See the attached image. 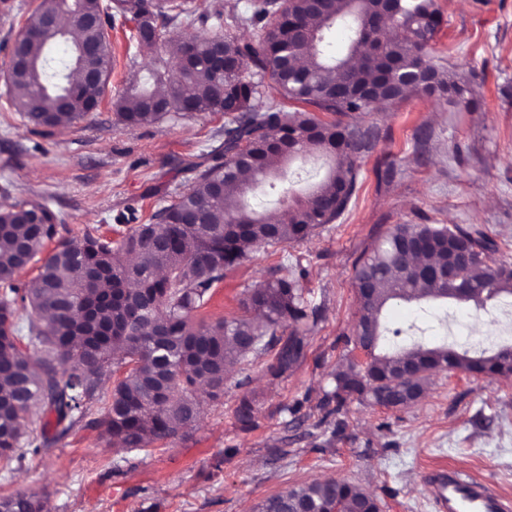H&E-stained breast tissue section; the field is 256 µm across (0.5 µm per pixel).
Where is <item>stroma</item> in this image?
Returning a JSON list of instances; mask_svg holds the SVG:
<instances>
[{
	"mask_svg": "<svg viewBox=\"0 0 512 512\" xmlns=\"http://www.w3.org/2000/svg\"><path fill=\"white\" fill-rule=\"evenodd\" d=\"M443 14L431 54L468 80L475 107L419 95L371 113L375 133L360 162L359 190L344 217L301 244L261 248L226 272L193 321L241 316L245 289L279 266L298 262L299 284L317 321L306 356L274 380L263 359L237 364L223 398L164 447L101 445L88 423L19 464L0 462V496L40 498L50 512H256L265 498L315 480L345 479L380 512H433L426 473L459 468L493 481L512 498V378L455 372L431 376L414 405L387 409L352 402L341 425L322 423L319 401L358 319L354 266L394 224H473L494 238L497 259L512 261V0H436ZM113 93L131 75L148 79L153 55L112 33ZM0 70V206L47 205L68 227L116 238L124 216H148L195 177L191 163L216 144L223 113L195 112L140 127L121 123L110 100L65 127L37 134L17 112ZM512 300L484 307L411 302L390 306L386 324L430 342L449 341L455 318L482 338ZM245 386H238V379ZM255 401V422L241 428L234 410Z\"/></svg>",
	"mask_w": 512,
	"mask_h": 512,
	"instance_id": "35a3bbf8",
	"label": "stroma"
}]
</instances>
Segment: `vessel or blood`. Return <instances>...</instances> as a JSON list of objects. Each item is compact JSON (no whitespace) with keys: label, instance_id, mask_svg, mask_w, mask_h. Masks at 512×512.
I'll return each instance as SVG.
<instances>
[{"label":"vessel or blood","instance_id":"1","mask_svg":"<svg viewBox=\"0 0 512 512\" xmlns=\"http://www.w3.org/2000/svg\"><path fill=\"white\" fill-rule=\"evenodd\" d=\"M435 512H512V499L496 487L457 469H443L429 478Z\"/></svg>","mask_w":512,"mask_h":512}]
</instances>
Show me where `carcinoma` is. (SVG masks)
<instances>
[{
    "instance_id": "cac0c4a2",
    "label": "carcinoma",
    "mask_w": 512,
    "mask_h": 512,
    "mask_svg": "<svg viewBox=\"0 0 512 512\" xmlns=\"http://www.w3.org/2000/svg\"><path fill=\"white\" fill-rule=\"evenodd\" d=\"M380 0H251L240 13L224 15L220 0H71L66 23L42 32L36 8L13 44L19 66L13 73L14 105L37 132L73 124L99 109L110 84L112 44L103 38L113 22L129 26L141 50L164 53L189 65L151 72L154 87L131 80L113 100L122 123L154 124L167 114L222 112V140L211 163L195 167L194 184L156 209L146 222L114 241L87 228L71 233L47 206L18 201L0 207V461L36 454L72 431L94 409L104 376L112 391L96 420L106 446L137 449L175 438L193 428L208 400L224 397L228 368L249 356H269L266 374L280 379L304 359L306 333L315 311L296 285V270L276 271L239 300L244 315L195 323L224 272L251 258L257 248L298 244L340 220L358 189L361 155L373 132L364 116L415 93L468 105L470 89L452 70L428 56L440 25L436 0H396L389 17L392 35L375 21ZM169 25L198 29L185 38L168 35ZM258 30L256 43L233 34L241 26ZM347 33L343 50L331 49V34ZM79 36H74V33ZM40 37L32 38L30 34ZM70 35L66 60L51 48ZM224 50L238 69L219 76L210 44ZM89 45L92 57L83 55ZM91 65L100 84L79 79ZM270 78L278 97L266 95ZM330 115L323 120L316 113ZM321 151L332 159L326 175L306 194L283 202L278 220L248 208L245 195L268 189L273 177L299 155ZM407 240L427 244L416 258L402 249ZM31 286L15 276L49 242ZM460 251L458 271L468 291L437 282L431 273ZM498 243L473 225L394 224L355 264L354 281H372L360 299L354 344L369 351L361 365L345 357L324 391L320 423L347 412L353 401L385 408L405 407L423 394L438 367L489 378L512 377V346L458 350L419 338L391 353L375 354L386 338L381 315L394 301L451 300L483 305L512 295V264L493 259ZM30 308L27 332L15 328L17 304ZM292 327L284 335L280 330ZM38 347L36 359L22 347ZM238 422L254 423L252 400L243 396ZM42 502L22 493L0 496V512H42ZM379 512L377 501L348 481H312L263 500L258 512Z\"/></svg>"
}]
</instances>
